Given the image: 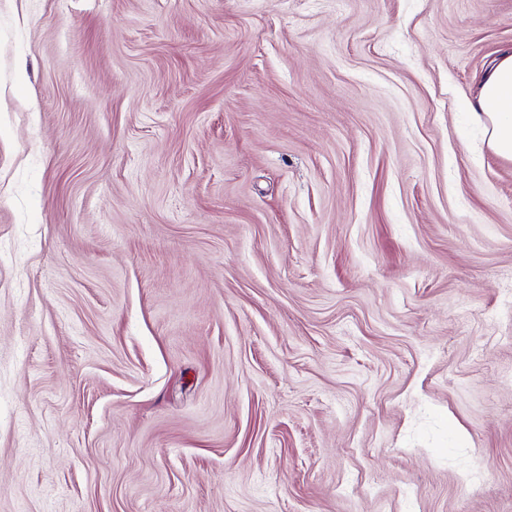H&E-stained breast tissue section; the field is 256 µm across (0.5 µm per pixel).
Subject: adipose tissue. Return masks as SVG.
Wrapping results in <instances>:
<instances>
[{"label":"adipose tissue","instance_id":"ef3b65f1","mask_svg":"<svg viewBox=\"0 0 512 512\" xmlns=\"http://www.w3.org/2000/svg\"><path fill=\"white\" fill-rule=\"evenodd\" d=\"M467 106L482 125L490 150L512 160V47L500 50L494 67L481 77Z\"/></svg>","mask_w":512,"mask_h":512}]
</instances>
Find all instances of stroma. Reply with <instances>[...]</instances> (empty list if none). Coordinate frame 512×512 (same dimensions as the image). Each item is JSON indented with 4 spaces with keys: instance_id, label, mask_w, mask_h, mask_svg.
Here are the masks:
<instances>
[{
    "instance_id": "1",
    "label": "stroma",
    "mask_w": 512,
    "mask_h": 512,
    "mask_svg": "<svg viewBox=\"0 0 512 512\" xmlns=\"http://www.w3.org/2000/svg\"><path fill=\"white\" fill-rule=\"evenodd\" d=\"M512 0H0V512H512ZM467 106L482 125L490 150L512 160V47L500 50L496 64L481 77Z\"/></svg>"
}]
</instances>
